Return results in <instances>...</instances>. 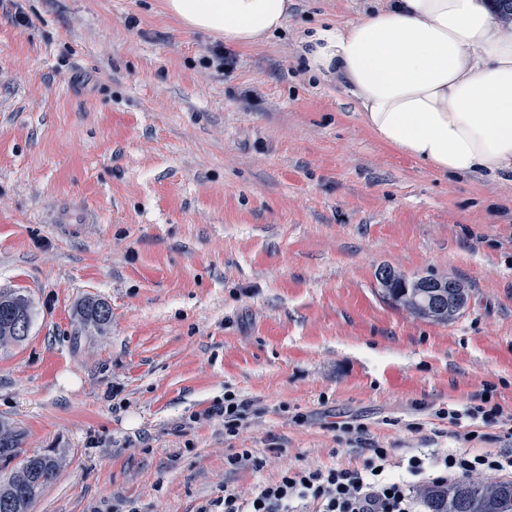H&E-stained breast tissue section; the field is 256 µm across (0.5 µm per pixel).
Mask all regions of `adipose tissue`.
<instances>
[{"label":"adipose tissue","mask_w":512,"mask_h":512,"mask_svg":"<svg viewBox=\"0 0 512 512\" xmlns=\"http://www.w3.org/2000/svg\"><path fill=\"white\" fill-rule=\"evenodd\" d=\"M290 0H165L187 30L251 46L281 30ZM307 64L336 76L369 131L426 168L512 174V26L485 0H390L319 28Z\"/></svg>","instance_id":"ef3b65f1"}]
</instances>
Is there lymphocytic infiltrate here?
I'll return each mask as SVG.
<instances>
[{
  "mask_svg": "<svg viewBox=\"0 0 512 512\" xmlns=\"http://www.w3.org/2000/svg\"><path fill=\"white\" fill-rule=\"evenodd\" d=\"M438 418L456 425L479 422L512 438V413L493 399L439 409ZM404 474H394L389 449L374 447L357 468H288L277 481L258 486L251 497L224 491V512H416L424 493L460 477L512 474V450L497 453H443L414 449L403 460Z\"/></svg>",
  "mask_w": 512,
  "mask_h": 512,
  "instance_id": "obj_1",
  "label": "lymphocytic infiltrate"
}]
</instances>
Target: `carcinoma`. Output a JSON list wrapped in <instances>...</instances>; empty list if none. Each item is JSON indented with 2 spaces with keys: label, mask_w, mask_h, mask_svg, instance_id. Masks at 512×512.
<instances>
[{
  "label": "carcinoma",
  "mask_w": 512,
  "mask_h": 512,
  "mask_svg": "<svg viewBox=\"0 0 512 512\" xmlns=\"http://www.w3.org/2000/svg\"><path fill=\"white\" fill-rule=\"evenodd\" d=\"M404 292L403 288H391L382 296L418 317L429 318L424 307ZM0 297L6 300L0 308V342L20 341L22 337L11 331V325L16 318L32 322L31 302L20 293H3ZM80 318L86 324L101 326L110 321L111 309L105 302L90 298L82 303ZM15 448L16 434L1 424L0 455L10 456ZM58 469L57 458L49 454H35L24 461L17 471L0 481V512H29L43 489L55 479ZM425 508L427 512H512V481L485 483L462 478L448 486H434L425 493Z\"/></svg>",
  "instance_id": "cac0c4a2"
}]
</instances>
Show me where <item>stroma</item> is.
Instances as JSON below:
<instances>
[{
	"label": "stroma",
	"mask_w": 512,
	"mask_h": 512,
	"mask_svg": "<svg viewBox=\"0 0 512 512\" xmlns=\"http://www.w3.org/2000/svg\"><path fill=\"white\" fill-rule=\"evenodd\" d=\"M163 2L0 0V292L35 311L0 344V479L47 453L30 512H222L225 487L286 465L360 466L342 421L397 460L472 430L511 447L434 412L488 388L512 411V182L393 151L303 57L387 0H291L227 74ZM383 265L454 278L467 304L418 317L383 298ZM88 297L110 323L81 322ZM228 392L249 403L230 440L204 415Z\"/></svg>",
	"instance_id": "35a3bbf8"
}]
</instances>
